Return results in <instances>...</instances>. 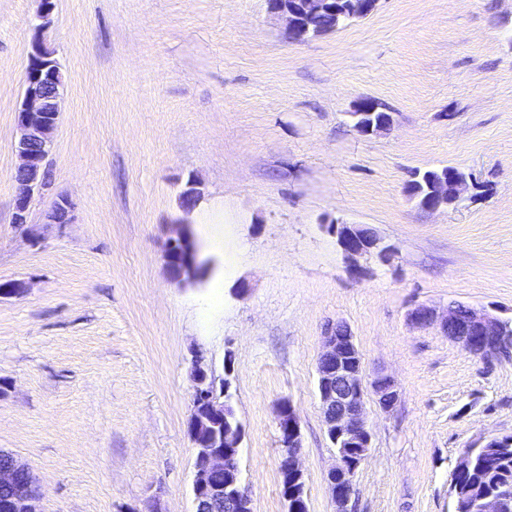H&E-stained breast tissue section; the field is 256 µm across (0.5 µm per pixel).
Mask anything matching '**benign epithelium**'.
<instances>
[{"label": "benign epithelium", "mask_w": 512, "mask_h": 512, "mask_svg": "<svg viewBox=\"0 0 512 512\" xmlns=\"http://www.w3.org/2000/svg\"><path fill=\"white\" fill-rule=\"evenodd\" d=\"M266 2L268 11L285 22V34L290 41L317 37V32L308 25V20L317 13L336 16V0ZM347 2L349 7L342 14L351 18L365 16L375 6V0ZM54 8L55 0H40V10L35 17L39 30L50 25ZM29 62L23 100L15 113V149L19 158L15 181L19 192L14 203L13 223L19 225L27 223L32 202L41 197L46 188L47 163L55 147L54 134L67 90L65 79L42 43L34 46ZM367 106L373 112L380 108L378 103L363 99L348 113L355 130L364 136L387 130L391 126L389 122L376 127L365 120ZM479 190L480 183L472 177L455 175L450 178L444 170L431 188L432 200L422 208L445 209L450 203L461 201L466 194L472 199L478 197ZM71 211V202L59 198L52 203L47 218L54 224H70ZM326 228L336 237L349 261V271L355 275L361 274L357 258L373 254L386 261L391 256L392 248L359 224L338 222ZM164 259L171 280L177 283H198L208 269L190 225L183 221L172 225L164 246ZM408 320L415 326L439 325L449 340L473 355L512 354V331L504 318L487 309L470 307L462 313L453 304L442 315L436 308L420 304L409 312ZM191 381L193 398L187 435L194 450L192 493L196 512H208L211 505L221 501L238 512H253L240 464L244 429L232 404L230 382L217 378L212 368L199 358L192 361ZM317 391L326 437L336 450V463L327 472L326 482L336 512H351L349 504L355 477L371 449L367 398L375 396L383 409L390 410L399 400V390L391 376L379 369H366L355 336L348 326L336 323L328 326L322 337L317 357ZM277 425L284 448L280 467L286 512H308L305 475L299 457L301 420L286 401L278 409ZM27 468L29 465L15 455L10 462L0 465V488L11 491L10 512H41V497L29 494L19 484V474ZM506 509L507 499L499 493H491L476 502L470 512H506Z\"/></svg>", "instance_id": "1"}]
</instances>
